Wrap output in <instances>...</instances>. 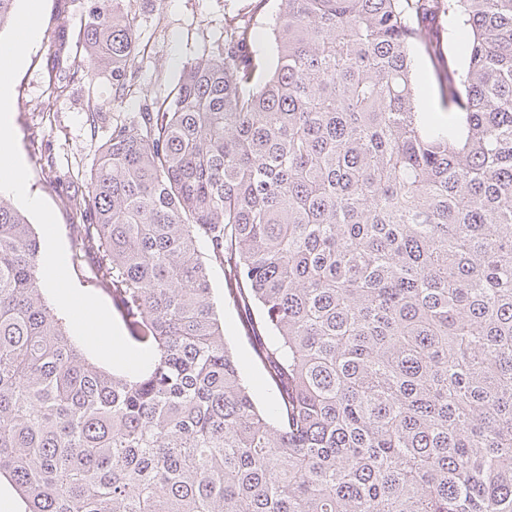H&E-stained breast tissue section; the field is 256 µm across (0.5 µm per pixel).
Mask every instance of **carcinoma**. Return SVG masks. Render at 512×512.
<instances>
[{"label": "carcinoma", "instance_id": "carcinoma-1", "mask_svg": "<svg viewBox=\"0 0 512 512\" xmlns=\"http://www.w3.org/2000/svg\"><path fill=\"white\" fill-rule=\"evenodd\" d=\"M278 2L272 68L227 24L112 125L71 201L75 250L154 352L144 373L85 356L0 198V479L22 512H512V0ZM129 7L91 0L57 56L110 70L118 106ZM416 50L447 127L421 111ZM202 247L268 365L267 409ZM204 260L211 267V286L217 318L224 323V336L232 347L255 400L266 407L274 400V390L268 381L263 363L255 356L252 344L245 335L240 321V311L227 295V279L223 265L212 262L205 249Z\"/></svg>", "mask_w": 512, "mask_h": 512}]
</instances>
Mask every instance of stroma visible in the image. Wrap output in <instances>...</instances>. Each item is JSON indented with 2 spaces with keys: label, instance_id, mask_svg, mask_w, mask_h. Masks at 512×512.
<instances>
[{
  "label": "stroma",
  "instance_id": "obj_1",
  "mask_svg": "<svg viewBox=\"0 0 512 512\" xmlns=\"http://www.w3.org/2000/svg\"><path fill=\"white\" fill-rule=\"evenodd\" d=\"M88 5L89 0H46L40 38L13 84V129L29 170V193L53 209L75 285L108 303L112 297L98 282L92 260L77 256L71 248L75 227L70 201L83 193L112 123L131 119L140 101L166 96L184 65L223 40L224 25L231 18L255 24L257 47L271 54L270 27L278 2L266 0L260 7L256 0H131L139 67L132 76L130 103L113 108L108 105L112 96L109 72L97 71L66 87L56 74L57 45L78 29ZM94 104L102 107L103 117L93 135L86 125V112ZM211 286L224 336L256 401L268 405L275 393L266 368L245 335L240 311L227 295L224 268L216 262L211 265Z\"/></svg>",
  "mask_w": 512,
  "mask_h": 512
}]
</instances>
